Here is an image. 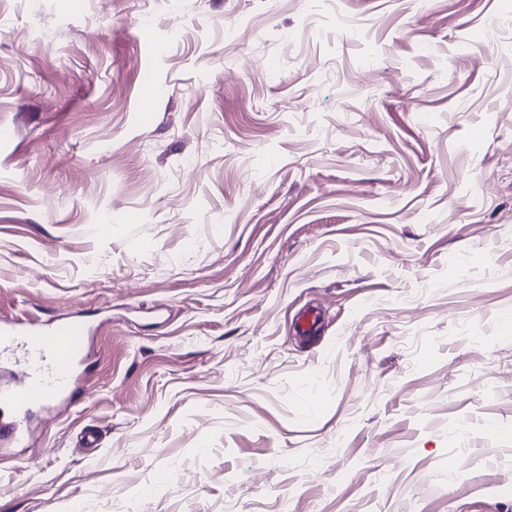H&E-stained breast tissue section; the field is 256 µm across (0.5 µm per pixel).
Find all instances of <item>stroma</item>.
<instances>
[{
  "label": "stroma",
  "instance_id": "obj_1",
  "mask_svg": "<svg viewBox=\"0 0 512 512\" xmlns=\"http://www.w3.org/2000/svg\"><path fill=\"white\" fill-rule=\"evenodd\" d=\"M1 125L0 512H512V0H0ZM89 326L79 316L67 315L49 323L0 324V358L7 351L21 354L22 378L0 386V409L13 416L0 424V445L23 447L29 440L27 419L35 407L60 403L74 392L81 373Z\"/></svg>",
  "mask_w": 512,
  "mask_h": 512
}]
</instances>
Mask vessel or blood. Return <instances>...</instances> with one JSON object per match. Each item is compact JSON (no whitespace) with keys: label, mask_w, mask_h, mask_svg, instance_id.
I'll list each match as a JSON object with an SVG mask.
<instances>
[{"label":"vessel or blood","mask_w":512,"mask_h":512,"mask_svg":"<svg viewBox=\"0 0 512 512\" xmlns=\"http://www.w3.org/2000/svg\"><path fill=\"white\" fill-rule=\"evenodd\" d=\"M88 334L87 323L75 315L49 323L0 324V356L19 351L22 371L19 383L0 386V409L12 412L11 419L0 424V443L26 445L27 419L33 408L53 405L72 395L80 379Z\"/></svg>","instance_id":"b4317fda"}]
</instances>
